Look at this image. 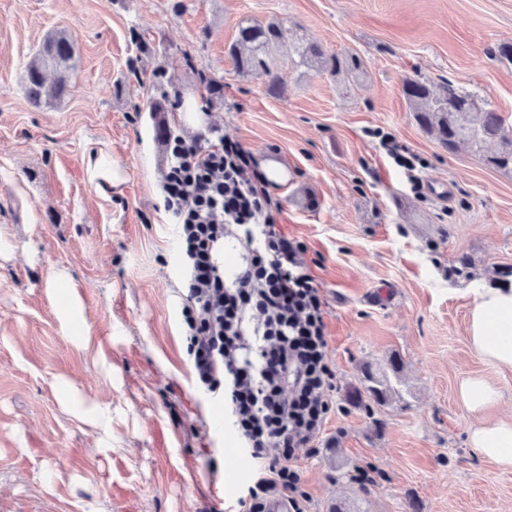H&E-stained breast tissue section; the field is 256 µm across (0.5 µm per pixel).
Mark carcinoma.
<instances>
[{
    "instance_id": "carcinoma-1",
    "label": "carcinoma",
    "mask_w": 512,
    "mask_h": 512,
    "mask_svg": "<svg viewBox=\"0 0 512 512\" xmlns=\"http://www.w3.org/2000/svg\"><path fill=\"white\" fill-rule=\"evenodd\" d=\"M282 38V25L269 23L240 27L236 39L228 46L227 53L236 69L243 74L269 79L268 90L275 94L280 90L277 76L272 74V51ZM299 63L345 79L353 78L362 70L361 59L353 55L326 53L321 45L301 36L293 45ZM76 52L73 37L65 31L49 35L43 48L26 66L24 82L28 96L36 103L45 94V74L57 72L50 96L61 99L69 92V71ZM403 92L416 112V120L422 130L432 135L438 143L452 151L459 143L467 142L479 152L487 142L501 144L498 152L486 157L495 169L512 173V129L506 126L500 113L488 109L475 96L468 94L451 82L436 89L417 79L403 80ZM362 387L353 390L348 400L374 414V407L387 403L392 390L387 376L367 367L362 371Z\"/></svg>"
}]
</instances>
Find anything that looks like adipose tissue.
I'll list each match as a JSON object with an SVG mask.
<instances>
[{"label": "adipose tissue", "instance_id": "adipose-tissue-1", "mask_svg": "<svg viewBox=\"0 0 512 512\" xmlns=\"http://www.w3.org/2000/svg\"><path fill=\"white\" fill-rule=\"evenodd\" d=\"M471 292L467 338L472 348L501 370L512 371V285L476 283ZM457 399L475 419L469 434L472 448L502 468H512V417L489 415L500 399L498 385L481 375L468 376L457 388Z\"/></svg>", "mask_w": 512, "mask_h": 512}]
</instances>
